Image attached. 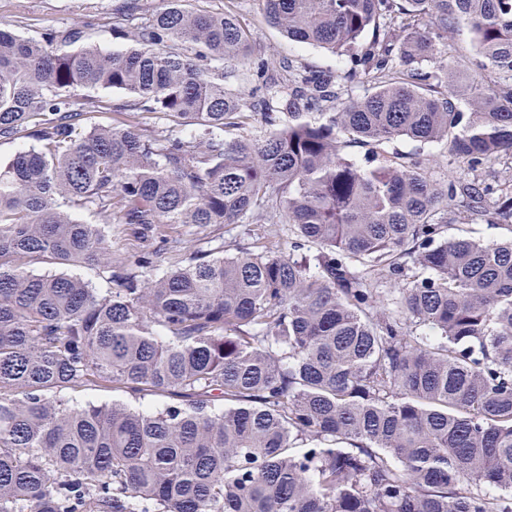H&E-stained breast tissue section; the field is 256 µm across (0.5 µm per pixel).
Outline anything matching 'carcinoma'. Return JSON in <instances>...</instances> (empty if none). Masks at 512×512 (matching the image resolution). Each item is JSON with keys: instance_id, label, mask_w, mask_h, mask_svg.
<instances>
[{"instance_id": "cac0c4a2", "label": "carcinoma", "mask_w": 512, "mask_h": 512, "mask_svg": "<svg viewBox=\"0 0 512 512\" xmlns=\"http://www.w3.org/2000/svg\"><path fill=\"white\" fill-rule=\"evenodd\" d=\"M260 2L336 74L263 62L245 96L249 31L184 0L120 11L112 52L0 26V139L37 142L0 167V512H512V236L448 237L512 223L482 174L512 160V0ZM111 384L169 403L69 396ZM467 234L480 236L488 240L511 235L510 227L506 225L487 226V224H453L448 229L449 236ZM30 271H33L35 274H54L62 271H67L68 273L78 274L86 280L92 282L95 288H99L101 291H105L107 288H110L111 285L104 278H100L98 275V270L96 268H72L69 270L61 268L59 265L51 263L50 261L42 262L34 264L30 267Z\"/></svg>"}]
</instances>
